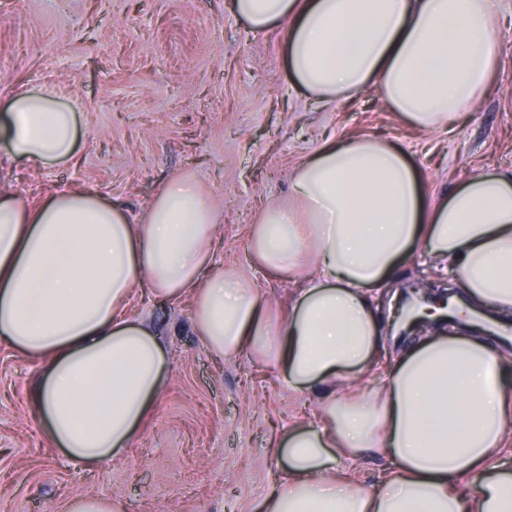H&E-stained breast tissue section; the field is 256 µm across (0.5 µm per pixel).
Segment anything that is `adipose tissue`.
<instances>
[{"label":"adipose tissue","mask_w":512,"mask_h":512,"mask_svg":"<svg viewBox=\"0 0 512 512\" xmlns=\"http://www.w3.org/2000/svg\"><path fill=\"white\" fill-rule=\"evenodd\" d=\"M499 0H231L250 30H279L300 90L323 102L368 89L409 127L447 130L500 66ZM78 114L32 88L0 108V151L42 166L76 155ZM292 202L248 232L256 265L298 286L273 317L254 280L217 261L222 216L191 176L169 180L142 221L95 190L28 207L0 189V343L39 364L30 393L49 443L93 466L122 454L168 378L161 332L130 313L134 289L191 299L192 330L223 358L273 365L319 394L278 440L287 474L261 512H512V356L479 336L431 334L352 392L377 351L369 299L414 250L451 272L484 312L512 311V172L478 170L425 197L405 149L327 141L294 170ZM384 454L380 486L351 465ZM470 494L459 492L460 479Z\"/></svg>","instance_id":"1"}]
</instances>
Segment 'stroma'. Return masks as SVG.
I'll list each match as a JSON object with an SVG mask.
<instances>
[{
    "mask_svg": "<svg viewBox=\"0 0 512 512\" xmlns=\"http://www.w3.org/2000/svg\"><path fill=\"white\" fill-rule=\"evenodd\" d=\"M497 79L445 132L405 126L376 91L323 105L295 85L277 33H252L227 0H0V106L31 87L66 89L80 112L78 158L50 167L0 151V187L28 203L88 187L141 218L159 189L189 174L224 220L217 256L255 280L274 314L295 284L253 265L248 229L286 202L294 168L329 138L400 143L425 195L481 168L512 170V0ZM129 310L164 335L168 383L125 454L99 467L45 439L27 395L36 362L0 346V512H63L78 495L123 499L128 512H253L283 471L278 431L318 399L274 367L213 357L190 302L137 289Z\"/></svg>",
    "mask_w": 512,
    "mask_h": 512,
    "instance_id": "stroma-1",
    "label": "stroma"
}]
</instances>
